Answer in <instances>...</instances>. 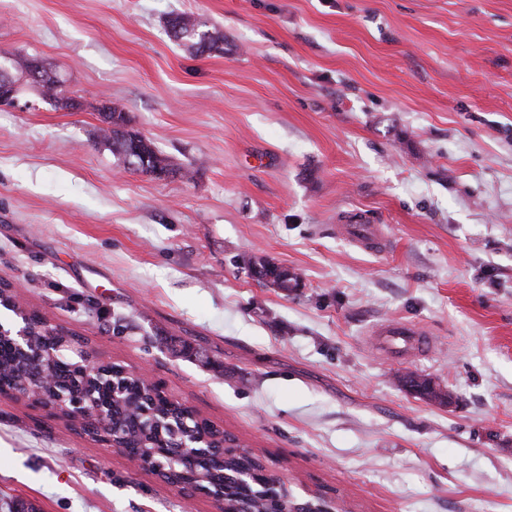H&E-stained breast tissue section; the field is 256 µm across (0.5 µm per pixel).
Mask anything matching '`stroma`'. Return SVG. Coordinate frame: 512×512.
Here are the masks:
<instances>
[{"label":"stroma","mask_w":512,"mask_h":512,"mask_svg":"<svg viewBox=\"0 0 512 512\" xmlns=\"http://www.w3.org/2000/svg\"><path fill=\"white\" fill-rule=\"evenodd\" d=\"M182 13L223 52L174 40ZM0 50L38 58L82 104L29 89L0 108L16 305L148 374L294 501L512 512V0H0ZM110 102L191 178L118 163L96 138ZM354 213L387 251L341 234ZM243 254L299 287L258 283ZM392 318L431 352L374 350ZM1 492L42 512H219L3 395ZM167 26L169 31L179 29L183 33H188L197 26L204 27L206 32H203V37H201L200 40L194 41V45L203 44V46H206L209 53L223 51L224 35L216 29L211 30L207 28L206 24L198 22L197 18L192 14L182 13L171 16L167 21ZM194 45L190 47L194 49Z\"/></svg>","instance_id":"35a3bbf8"}]
</instances>
